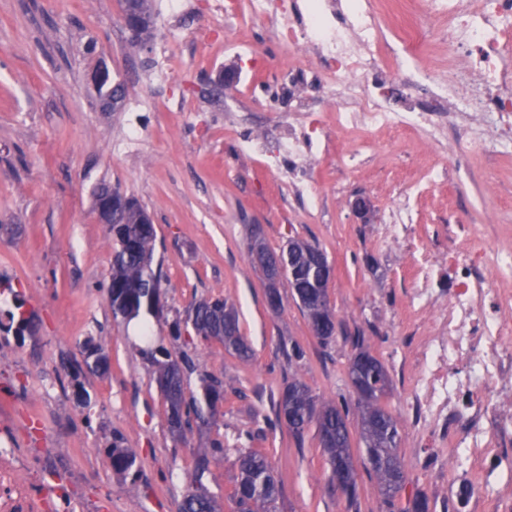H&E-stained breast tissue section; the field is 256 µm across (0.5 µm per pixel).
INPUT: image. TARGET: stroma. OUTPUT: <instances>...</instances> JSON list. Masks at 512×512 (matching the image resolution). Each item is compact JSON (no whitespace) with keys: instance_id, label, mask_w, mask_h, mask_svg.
Listing matches in <instances>:
<instances>
[{"instance_id":"stroma-1","label":"stroma","mask_w":512,"mask_h":512,"mask_svg":"<svg viewBox=\"0 0 512 512\" xmlns=\"http://www.w3.org/2000/svg\"><path fill=\"white\" fill-rule=\"evenodd\" d=\"M168 17L164 0H149L154 25L147 46L132 43L120 0H0V309L20 295L33 335L0 334V354L15 360L11 379L0 382V403L18 391L47 387L57 398L45 423L50 436H66L71 464L93 489L112 494V512H179L196 455L213 439L227 452L204 477L209 490L229 501L236 477L237 436L252 430L255 448L268 456L282 483L280 512H385L375 478L366 469L357 416H349L350 447L360 486L357 505L331 477L317 430L295 438L287 427L269 428L274 402L292 379H301L316 401L354 398L349 377L351 336L369 338L391 386L382 405L399 425V456L407 472L398 505L425 492L446 512L459 483L435 471L438 451L411 425L403 364L415 344L407 309L409 254L380 234L386 211L399 202L403 182L423 167L459 169L458 182L423 188L412 199L424 234L435 225L479 224L490 242L512 222V159L468 162L461 148L425 152L413 138L380 140L357 172L336 156L311 161L319 189L316 205L293 194L287 178L274 177L260 161L239 150L240 142L266 124V112L288 109L287 88L274 83L286 73L270 24L241 9L232 26L201 10ZM245 38L258 55L259 82L251 91L234 86L222 97L204 89L243 61L225 53V37ZM106 68L125 94L116 110L101 111L95 72ZM268 100L256 110L252 95ZM183 109H175L176 101ZM237 115L234 125L225 113ZM144 135L136 155L119 151L132 120ZM108 185L136 199L156 228L154 262L162 274V308L152 317L154 345L172 358L189 354L187 392L199 376L224 383V405L210 426L173 438L166 403L129 321L112 316L107 295L112 235L92 208L95 189ZM371 203L367 218L351 209L355 197ZM274 252L289 240L318 245L333 268L327 299L336 315V339L322 344L290 288L271 310L266 281L250 260L253 238ZM203 297L221 298L238 313L253 355L242 360L221 344L187 334L173 337L172 322ZM94 338L109 356V370L87 375L89 404L76 400L72 369L83 366L82 344ZM305 351L290 359L293 345ZM137 455V482L112 472L105 456L113 436Z\"/></svg>"}]
</instances>
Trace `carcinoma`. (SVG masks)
Here are the masks:
<instances>
[{
	"label": "carcinoma",
	"mask_w": 512,
	"mask_h": 512,
	"mask_svg": "<svg viewBox=\"0 0 512 512\" xmlns=\"http://www.w3.org/2000/svg\"><path fill=\"white\" fill-rule=\"evenodd\" d=\"M145 210L136 202L121 214L120 223L112 225V260L108 283V299L112 316L130 321L141 312L156 314L161 309L160 276L153 269L156 230L152 224L141 222ZM294 255L293 269L285 270L282 279L291 288L292 296L306 312L312 331L327 344L336 335V316L328 304L329 274L317 267L325 253L317 245L300 240L288 242ZM189 327L195 336L215 340L224 350L241 359L252 354L251 346L242 336L233 306L222 299H202L186 314L184 321L172 323V332L180 334V327ZM355 352L349 363V376L356 399L339 403L316 404L306 384L299 379L288 383L276 402L275 419L271 427L285 424L296 436L303 435L311 423H316L320 448L328 461L331 475L338 478L346 472L344 491L357 496L358 482L349 451L348 417L357 412L367 461L377 478L388 512H395L396 498L404 488L407 476L398 453L401 436L395 418L382 405L381 398L388 386L384 365L364 347V338L354 340ZM84 364L96 374L109 368L103 347L87 339L83 344ZM155 367L156 382L167 405V425L175 437L182 436L197 423L208 424L224 404L223 383L209 375L200 377L198 394L186 395L183 370L195 368L188 354L171 358L162 349L147 351ZM238 476L231 494L233 512H276L280 498L279 482L265 453L252 447L254 435L246 432L239 437ZM224 454V442L215 440L210 451L200 454L190 476L189 489L180 512H224L223 506L203 483L210 458ZM112 472L122 479L136 481L137 457L123 447L122 439L113 438L108 453ZM400 512H434L428 496L418 491Z\"/></svg>",
	"instance_id": "cac0c4a2"
}]
</instances>
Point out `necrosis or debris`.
<instances>
[{
	"instance_id": "1",
	"label": "necrosis or debris",
	"mask_w": 512,
	"mask_h": 512,
	"mask_svg": "<svg viewBox=\"0 0 512 512\" xmlns=\"http://www.w3.org/2000/svg\"><path fill=\"white\" fill-rule=\"evenodd\" d=\"M297 13L283 0H257L286 53L299 59L322 99L277 116L283 136L241 142L269 172L282 158L330 153L337 134L364 129L388 137L413 130L428 146L440 140L470 153L512 151V0H426L420 27L391 39L371 0H313ZM345 20L327 27L326 14ZM448 21V66L421 71L427 33ZM403 77L392 76V63ZM418 213L389 211L386 238L413 253L412 315L420 322L409 379L415 429L448 458L466 457L463 480L477 512H512V248L492 247L475 224L448 227V254L424 244ZM446 270L449 288L435 286ZM15 415L0 414V512H100L80 472L60 448L16 445Z\"/></svg>"
}]
</instances>
